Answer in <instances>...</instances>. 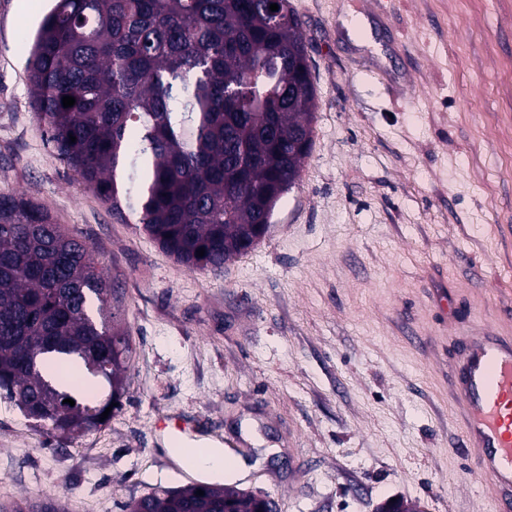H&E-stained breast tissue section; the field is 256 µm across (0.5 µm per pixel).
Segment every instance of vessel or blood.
Returning <instances> with one entry per match:
<instances>
[{"instance_id":"obj_1","label":"vessel or blood","mask_w":512,"mask_h":512,"mask_svg":"<svg viewBox=\"0 0 512 512\" xmlns=\"http://www.w3.org/2000/svg\"><path fill=\"white\" fill-rule=\"evenodd\" d=\"M451 394L462 409L460 449L475 455L493 512H512V336L490 329L461 337Z\"/></svg>"}]
</instances>
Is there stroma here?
I'll list each match as a JSON object with an SVG mask.
<instances>
[{
	"label": "stroma",
	"instance_id": "35a3bbf8",
	"mask_svg": "<svg viewBox=\"0 0 512 512\" xmlns=\"http://www.w3.org/2000/svg\"><path fill=\"white\" fill-rule=\"evenodd\" d=\"M316 88L310 155L266 236L193 271L113 216L46 141L26 64L50 0H0V194L44 207L108 273L130 378L56 439L0 399V504L127 512L189 485L182 437L258 461L279 512H491L449 388L462 331L512 336V0H289ZM364 17L372 46L341 25ZM446 299H438V289Z\"/></svg>",
	"mask_w": 512,
	"mask_h": 512
}]
</instances>
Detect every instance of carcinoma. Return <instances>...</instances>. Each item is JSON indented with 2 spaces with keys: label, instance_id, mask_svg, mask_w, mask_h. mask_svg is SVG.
Listing matches in <instances>:
<instances>
[{
  "label": "carcinoma",
  "instance_id": "1",
  "mask_svg": "<svg viewBox=\"0 0 512 512\" xmlns=\"http://www.w3.org/2000/svg\"><path fill=\"white\" fill-rule=\"evenodd\" d=\"M290 11L288 0H55L26 65L47 142L178 262L223 267L270 223L309 156L293 136L313 140L316 90ZM65 96L75 104L63 107ZM114 300L78 237L43 207L0 195V391L49 436L97 429L123 388L130 344L112 326ZM99 377L112 387L104 403ZM70 385L83 398L73 406ZM226 496L253 512L250 493L209 483L127 509L213 512Z\"/></svg>",
  "mask_w": 512,
  "mask_h": 512
}]
</instances>
